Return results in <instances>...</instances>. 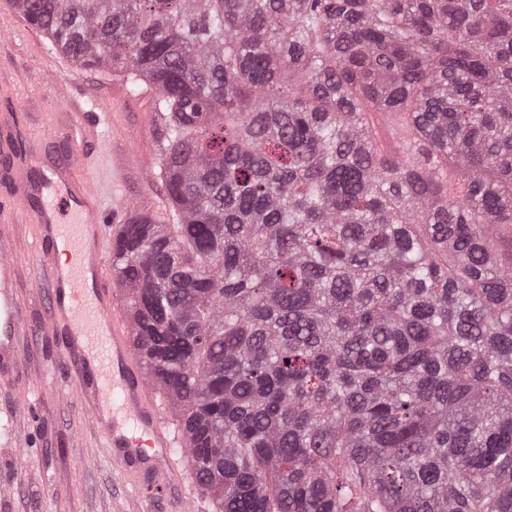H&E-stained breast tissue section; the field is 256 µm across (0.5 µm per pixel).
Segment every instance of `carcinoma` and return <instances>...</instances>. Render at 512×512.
I'll return each instance as SVG.
<instances>
[{
  "label": "carcinoma",
  "instance_id": "cac0c4a2",
  "mask_svg": "<svg viewBox=\"0 0 512 512\" xmlns=\"http://www.w3.org/2000/svg\"><path fill=\"white\" fill-rule=\"evenodd\" d=\"M13 6L165 113L112 269L214 512H512V0Z\"/></svg>",
  "mask_w": 512,
  "mask_h": 512
}]
</instances>
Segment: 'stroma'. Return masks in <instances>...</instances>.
Returning <instances> with one entry per match:
<instances>
[{"label": "stroma", "instance_id": "obj_1", "mask_svg": "<svg viewBox=\"0 0 512 512\" xmlns=\"http://www.w3.org/2000/svg\"><path fill=\"white\" fill-rule=\"evenodd\" d=\"M0 24L8 41L0 47V113H15L22 137L47 124H65L66 108L51 109L48 84L28 63L39 60L73 100L103 120L89 135L91 170L105 207L126 201L127 218L150 217L158 224L176 221L161 177L163 117L149 87L131 93L126 74L85 70L52 49L46 35L31 28L11 5L0 0ZM30 225L16 229L20 288L31 324L48 310L47 281L33 255ZM33 415L17 412L13 393L0 388V477L11 479V492L0 512H169L172 492L140 497L123 486L104 434L89 421L76 384L66 380L61 341L53 336L24 339Z\"/></svg>", "mask_w": 512, "mask_h": 512}]
</instances>
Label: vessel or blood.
Here are the masks:
<instances>
[{
    "mask_svg": "<svg viewBox=\"0 0 512 512\" xmlns=\"http://www.w3.org/2000/svg\"><path fill=\"white\" fill-rule=\"evenodd\" d=\"M91 124L90 113H70L65 125L44 126L24 147L13 133V114H0V183L9 187L0 195V384L17 391V409L31 412L22 371L29 320L18 294L13 233L15 225L29 224L48 284V315L39 333L62 337L68 374L81 386L89 420L134 489L181 486L186 476L174 453L180 433L166 422L157 390L142 376L129 323L106 279L103 253L113 217L102 213L93 178L80 162ZM51 139L65 140L67 154H45L42 146Z\"/></svg>",
    "mask_w": 512,
    "mask_h": 512,
    "instance_id": "obj_1",
    "label": "vessel or blood"
}]
</instances>
